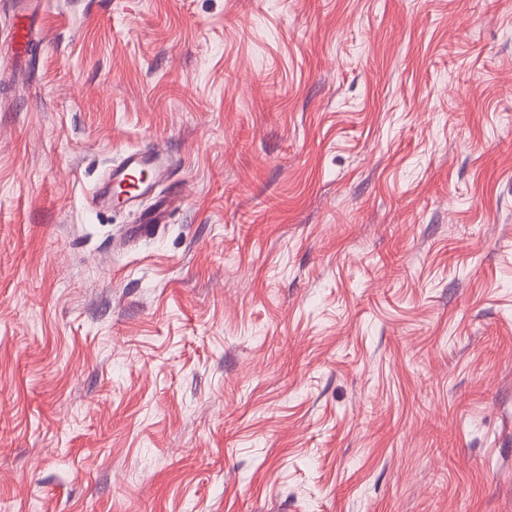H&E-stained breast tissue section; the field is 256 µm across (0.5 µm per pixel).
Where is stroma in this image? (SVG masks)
I'll return each instance as SVG.
<instances>
[{
  "instance_id": "35a3bbf8",
  "label": "stroma",
  "mask_w": 512,
  "mask_h": 512,
  "mask_svg": "<svg viewBox=\"0 0 512 512\" xmlns=\"http://www.w3.org/2000/svg\"><path fill=\"white\" fill-rule=\"evenodd\" d=\"M40 10L22 55L0 0V512H512V0ZM153 148L135 238L87 199Z\"/></svg>"
}]
</instances>
